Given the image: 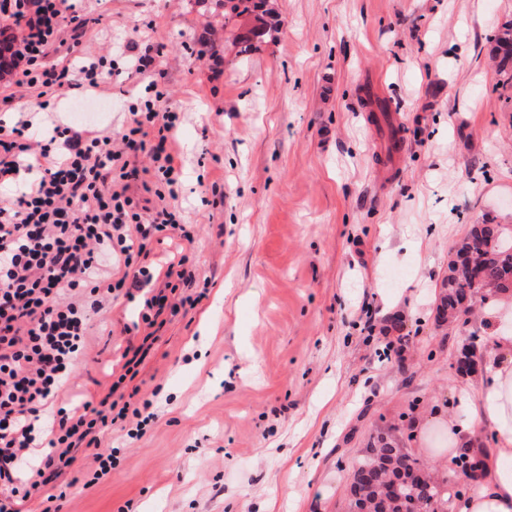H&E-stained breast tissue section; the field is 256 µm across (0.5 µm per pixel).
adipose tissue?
Segmentation results:
<instances>
[{
	"mask_svg": "<svg viewBox=\"0 0 512 512\" xmlns=\"http://www.w3.org/2000/svg\"><path fill=\"white\" fill-rule=\"evenodd\" d=\"M485 363V380L461 397L468 424H448L456 442L448 454L456 456L458 447L468 446L474 429L492 431L495 440L484 451L479 488L461 503L460 512H512V332L492 337Z\"/></svg>",
	"mask_w": 512,
	"mask_h": 512,
	"instance_id": "ef3b65f1",
	"label": "adipose tissue"
}]
</instances>
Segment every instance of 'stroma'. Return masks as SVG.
Returning a JSON list of instances; mask_svg holds the SVG:
<instances>
[{
  "instance_id": "35a3bbf8",
  "label": "stroma",
  "mask_w": 512,
  "mask_h": 512,
  "mask_svg": "<svg viewBox=\"0 0 512 512\" xmlns=\"http://www.w3.org/2000/svg\"><path fill=\"white\" fill-rule=\"evenodd\" d=\"M272 4L277 39L238 56L213 0H79L89 51L166 46L185 114L180 200L200 232L153 244L148 262L162 274L185 251L210 287L140 368L156 419L138 439L103 435L120 462L96 483L63 474L67 512H345L349 466L377 426L412 424L434 470L448 455L428 420L456 414L471 384L448 357L492 331L480 315L448 327L436 305L471 225L512 234V81L490 55L512 0ZM133 88L93 124L123 131ZM138 312L113 308L74 391L108 388L148 331ZM399 335L404 363L381 359Z\"/></svg>"
}]
</instances>
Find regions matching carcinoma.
Returning a JSON list of instances; mask_svg holds the SVG:
<instances>
[{
  "mask_svg": "<svg viewBox=\"0 0 512 512\" xmlns=\"http://www.w3.org/2000/svg\"><path fill=\"white\" fill-rule=\"evenodd\" d=\"M224 28H235L240 21L248 22L245 31L235 35L232 46L238 54H247L278 31L271 22L266 0H218ZM502 61L512 60V28H506L496 38ZM480 238L484 250L476 257L479 279L473 280L465 269L457 268L456 259L448 262V276L443 280L445 292L437 307L441 320L456 321L464 314L465 301L485 292L512 288V238L505 236L500 224H475L457 244V251H466L471 240ZM409 439L378 430L370 435L367 448L351 462L350 481L346 490L348 507L358 503L368 505L369 512H410L418 504L423 512H456V503L465 496L464 488L455 479L433 475L423 479L415 473L428 470L426 462L410 453ZM483 441L478 447L467 448L455 458V469L466 470L480 462Z\"/></svg>",
  "mask_w": 512,
  "mask_h": 512,
  "instance_id": "1",
  "label": "carcinoma"
}]
</instances>
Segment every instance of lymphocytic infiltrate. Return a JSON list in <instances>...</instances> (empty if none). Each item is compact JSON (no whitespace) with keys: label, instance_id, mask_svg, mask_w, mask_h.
Listing matches in <instances>:
<instances>
[{"label":"lymphocytic infiltrate","instance_id":"f902f5d3","mask_svg":"<svg viewBox=\"0 0 512 512\" xmlns=\"http://www.w3.org/2000/svg\"><path fill=\"white\" fill-rule=\"evenodd\" d=\"M88 24L68 0H0V30L19 32L0 105L38 101L24 119L0 118V512H20L41 491L43 512H62L51 484L81 454L95 475L112 468L114 451L101 447L99 433L156 417L152 399L125 390L126 376L137 375L146 357L141 346L99 399L60 403L87 353L94 317L119 298H137L142 321L152 325L204 297L179 289L195 279L187 254L179 256L176 281L159 288L144 263L163 232L194 239L178 204L174 132L182 115L155 65L162 45H146L130 64L152 96L122 133L68 125L49 110L67 89L102 101L111 95L107 55L83 45ZM66 32L64 62H48Z\"/></svg>","mask_w":512,"mask_h":512}]
</instances>
